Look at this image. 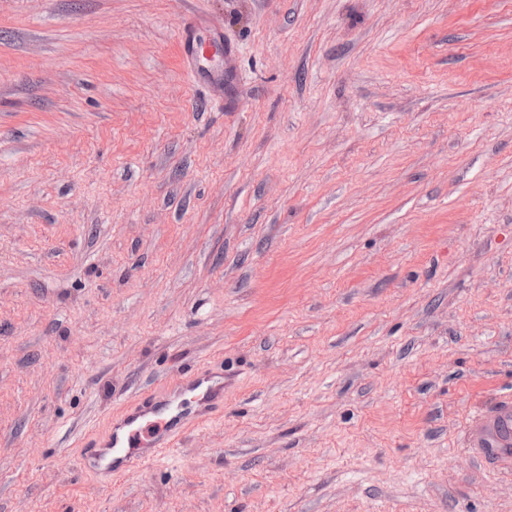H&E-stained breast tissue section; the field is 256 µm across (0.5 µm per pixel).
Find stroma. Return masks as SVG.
Here are the masks:
<instances>
[{
	"label": "stroma",
	"instance_id": "stroma-1",
	"mask_svg": "<svg viewBox=\"0 0 512 512\" xmlns=\"http://www.w3.org/2000/svg\"><path fill=\"white\" fill-rule=\"evenodd\" d=\"M509 408L512 0H0V512H512ZM183 47L185 51L186 61L188 65L195 70L197 61L200 56H205L210 47L203 45L195 40L191 27H186L181 33ZM224 408V372L187 369L171 388L141 393L112 417L105 435L81 443L82 470L107 481L140 470L175 447L190 426H202ZM480 432L493 437L502 447H508L512 443V410L504 411L492 420L482 419Z\"/></svg>",
	"mask_w": 512,
	"mask_h": 512
}]
</instances>
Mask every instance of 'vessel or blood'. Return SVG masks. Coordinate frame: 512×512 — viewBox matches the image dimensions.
<instances>
[{
    "instance_id": "b4317fda",
    "label": "vessel or blood",
    "mask_w": 512,
    "mask_h": 512,
    "mask_svg": "<svg viewBox=\"0 0 512 512\" xmlns=\"http://www.w3.org/2000/svg\"><path fill=\"white\" fill-rule=\"evenodd\" d=\"M224 407V374L207 366L187 369L171 388L141 393L112 417L106 434L86 437L79 450L82 470L105 480L140 470L175 447L192 426H201ZM482 434L512 445V410L481 420Z\"/></svg>"
}]
</instances>
